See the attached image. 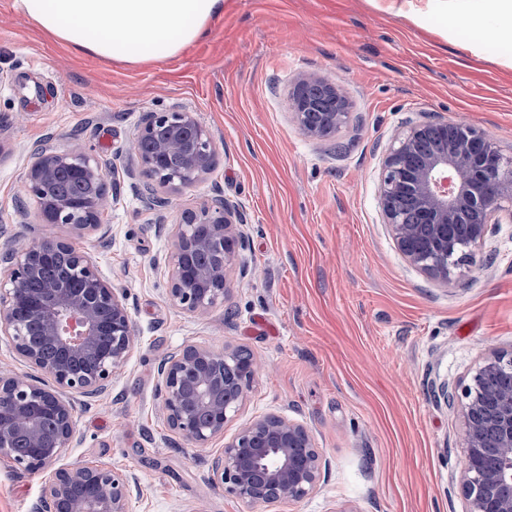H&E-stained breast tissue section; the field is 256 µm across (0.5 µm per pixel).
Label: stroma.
Returning <instances> with one entry per match:
<instances>
[{
	"instance_id": "35a3bbf8",
	"label": "stroma",
	"mask_w": 512,
	"mask_h": 512,
	"mask_svg": "<svg viewBox=\"0 0 512 512\" xmlns=\"http://www.w3.org/2000/svg\"><path fill=\"white\" fill-rule=\"evenodd\" d=\"M304 74L347 101L335 136L295 125L288 101ZM162 111L194 113L216 157L159 208L128 147L144 114ZM429 121L474 125L512 157V42L435 19L419 27L384 0H224L205 38L133 66L75 53L0 0V248L70 235L42 223L26 191L35 149L104 160L100 225L76 245L124 295L137 337L107 393L75 397L81 440L60 466L128 474L134 512H469L463 411L441 388L512 351V215L453 284L408 262L384 219L382 162ZM216 197L235 207L244 245L223 302L190 315L168 296V227ZM189 344L241 348L256 363L204 448L169 428L157 394L160 360ZM266 414L305 426L325 471L304 499L249 507L213 486L211 461ZM49 477L1 460L0 512H38Z\"/></svg>"
}]
</instances>
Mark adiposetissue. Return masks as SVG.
Segmentation results:
<instances>
[{
	"mask_svg": "<svg viewBox=\"0 0 512 512\" xmlns=\"http://www.w3.org/2000/svg\"><path fill=\"white\" fill-rule=\"evenodd\" d=\"M57 41L85 55L137 65L177 57L200 40L224 0H14ZM398 16L422 25L437 16L476 34L502 25L512 37V0H389Z\"/></svg>",
	"mask_w": 512,
	"mask_h": 512,
	"instance_id": "adipose-tissue-1",
	"label": "adipose tissue"
}]
</instances>
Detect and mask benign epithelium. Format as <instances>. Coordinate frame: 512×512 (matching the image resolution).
<instances>
[{
  "label": "benign epithelium",
  "instance_id": "benign-epithelium-1",
  "mask_svg": "<svg viewBox=\"0 0 512 512\" xmlns=\"http://www.w3.org/2000/svg\"><path fill=\"white\" fill-rule=\"evenodd\" d=\"M303 134L331 137L349 110L335 83L303 75L290 97ZM440 141L438 151L420 146ZM131 155L162 187L177 191L215 163L209 131L191 112H148ZM106 163L86 154L39 148L25 173L27 192L40 203L44 224H64L71 237L43 236L30 246L0 252V335L26 363L49 376L0 375V457L23 474L54 469L39 512H131L135 481L89 464L57 466L75 438L73 392L104 393L134 344L135 329L124 297L73 239L99 225L106 196ZM80 188L53 195L61 178ZM380 201L407 260L437 282L463 275L502 211H512V158L503 156L481 129L464 123L425 122L408 129L383 161ZM165 257L169 297L191 314L224 300L227 269L243 246L234 213L217 198L184 214L172 229ZM497 373L512 374V352L487 358L458 394L464 408L463 490L470 512H512V388H490ZM255 374L239 350L218 352L187 345L158 365V392L169 427L203 448L224 433ZM322 460L307 429L279 415H265L224 446L212 463L215 485L249 507L305 498L317 487Z\"/></svg>",
  "mask_w": 512,
  "mask_h": 512
}]
</instances>
